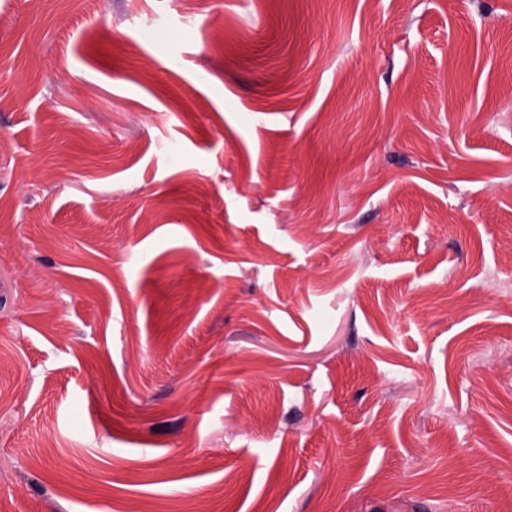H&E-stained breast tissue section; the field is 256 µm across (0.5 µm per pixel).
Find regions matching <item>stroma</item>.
I'll use <instances>...</instances> for the list:
<instances>
[{
    "instance_id": "stroma-1",
    "label": "stroma",
    "mask_w": 512,
    "mask_h": 512,
    "mask_svg": "<svg viewBox=\"0 0 512 512\" xmlns=\"http://www.w3.org/2000/svg\"><path fill=\"white\" fill-rule=\"evenodd\" d=\"M512 0H0V512H512Z\"/></svg>"
}]
</instances>
